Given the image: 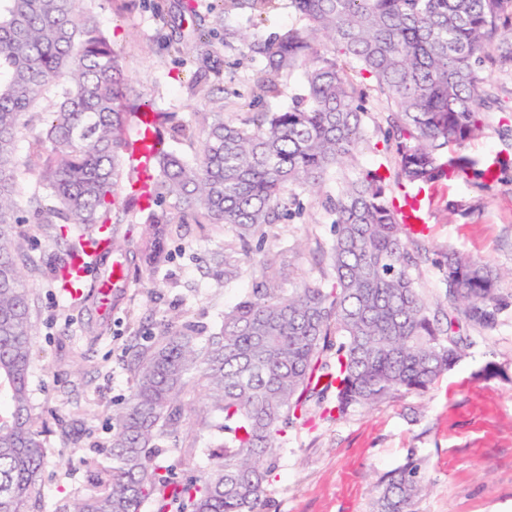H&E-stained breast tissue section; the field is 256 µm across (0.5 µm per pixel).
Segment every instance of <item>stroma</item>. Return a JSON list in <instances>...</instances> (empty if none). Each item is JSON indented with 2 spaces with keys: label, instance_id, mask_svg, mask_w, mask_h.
Segmentation results:
<instances>
[{
  "label": "stroma",
  "instance_id": "35a3bbf8",
  "mask_svg": "<svg viewBox=\"0 0 512 512\" xmlns=\"http://www.w3.org/2000/svg\"><path fill=\"white\" fill-rule=\"evenodd\" d=\"M178 17L182 0H96L94 8L121 54L130 84L156 108L177 121L196 124L199 113L223 104L226 119L287 107L305 84L303 70L280 77V97L259 98L258 59L214 36L210 53V97L192 95L188 85L201 62L195 46L171 47L173 25L154 22L156 2ZM492 94L485 128L462 145L459 155L506 160L494 178L467 174L433 183L426 200L427 224L414 236L425 257L416 272L420 292L431 303L445 300L439 269L446 253L457 251L504 273L497 284L501 302L491 326L466 329L467 345L455 365L426 392H402L343 418L307 403L290 426L280 466L267 487L262 512H373L375 487L387 473L414 464L427 484L415 512H512V73L487 67ZM365 112L359 168L395 171L396 142L390 133L391 106L373 81L362 79ZM338 173L319 194L301 193V207L273 225L261 252L243 276L224 284L208 275L214 253L234 242L231 227L183 225L167 245L168 258L146 271L143 225L121 227L128 286L123 298L76 304L58 290L53 265L59 252L35 225L27 196L18 208L27 223L26 245L40 261L26 281L37 304L32 340L30 389L44 424L49 450L42 470L41 512H62L65 504L96 478L87 458L109 448V417L133 388L129 364L137 346L159 335L173 314L186 313L211 328L225 306L270 273L281 290L329 276L323 253L333 234V216L324 206L335 195ZM495 363L500 373L486 377Z\"/></svg>",
  "mask_w": 512,
  "mask_h": 512
}]
</instances>
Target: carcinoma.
<instances>
[{
  "instance_id": "carcinoma-1",
  "label": "carcinoma",
  "mask_w": 512,
  "mask_h": 512,
  "mask_svg": "<svg viewBox=\"0 0 512 512\" xmlns=\"http://www.w3.org/2000/svg\"><path fill=\"white\" fill-rule=\"evenodd\" d=\"M94 0H0V512H25L41 499L47 448L34 413L29 377L36 297L25 272L38 263L23 245L17 196L30 193L35 223L63 251L60 288L72 295L74 262L123 251L120 224L146 225L144 262L168 257L172 224L186 217L229 225L239 245L224 248L216 275L229 282L253 260L251 242L290 216L298 191L318 193L328 172L353 161L365 112L354 76L375 82L393 107L396 178L427 185L476 162L448 155L483 131L485 67L512 68V0H288L301 26L262 39L224 23L245 13L264 20L277 0H212V25L192 26L174 50L207 45L215 26L264 63L258 88L280 95L279 77L304 68L303 93L287 108L254 112L240 123L224 107L198 117L205 137L187 161L156 149L143 181L131 164L132 122L192 140L196 127L152 109L141 120L139 94L93 8ZM28 142L24 161L19 139ZM35 171L34 183L23 175ZM128 202L116 207L118 189ZM173 200L177 213L154 206ZM334 238L326 251L330 282L307 281L283 295L269 278L254 282L207 331L187 316L164 325L136 351L134 387L113 411L109 465L65 512H259L279 467L282 439L307 401H331L340 416L401 391H425L458 360L459 318L487 326L498 310L500 274L483 261L450 253L441 265L450 314L441 322L417 286L407 227L377 169L343 175ZM224 420L212 446L210 417ZM177 465L202 477L174 480L157 464L163 444L179 447ZM425 490L416 468L377 484L376 512H414Z\"/></svg>"
}]
</instances>
